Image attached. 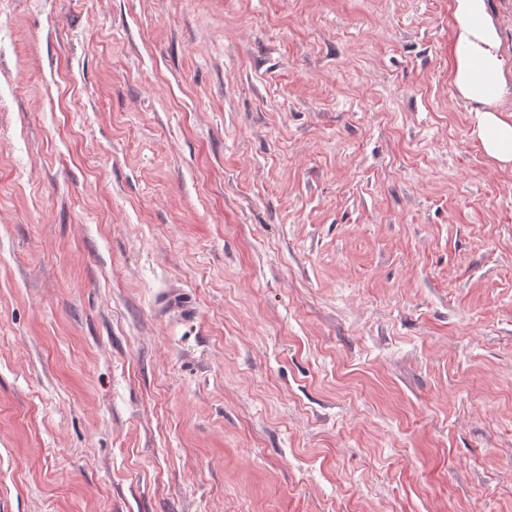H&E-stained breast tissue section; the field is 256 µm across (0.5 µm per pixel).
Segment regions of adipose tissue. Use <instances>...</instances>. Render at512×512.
<instances>
[{"label":"adipose tissue","instance_id":"adipose-tissue-1","mask_svg":"<svg viewBox=\"0 0 512 512\" xmlns=\"http://www.w3.org/2000/svg\"><path fill=\"white\" fill-rule=\"evenodd\" d=\"M452 79L461 95L477 104L478 135L485 153L512 162V113L498 105L512 96V55L502 48L486 0H451Z\"/></svg>","mask_w":512,"mask_h":512}]
</instances>
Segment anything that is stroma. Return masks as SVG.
I'll return each mask as SVG.
<instances>
[{"instance_id": "35a3bbf8", "label": "stroma", "mask_w": 512, "mask_h": 512, "mask_svg": "<svg viewBox=\"0 0 512 512\" xmlns=\"http://www.w3.org/2000/svg\"><path fill=\"white\" fill-rule=\"evenodd\" d=\"M450 0H0V512H512V164Z\"/></svg>"}]
</instances>
